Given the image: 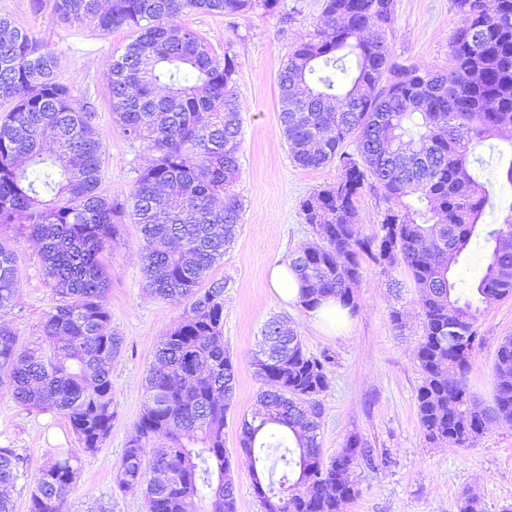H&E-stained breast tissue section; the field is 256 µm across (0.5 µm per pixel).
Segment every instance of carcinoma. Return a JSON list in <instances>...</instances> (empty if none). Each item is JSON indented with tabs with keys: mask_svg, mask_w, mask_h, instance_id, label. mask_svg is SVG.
Instances as JSON below:
<instances>
[{
	"mask_svg": "<svg viewBox=\"0 0 512 512\" xmlns=\"http://www.w3.org/2000/svg\"><path fill=\"white\" fill-rule=\"evenodd\" d=\"M279 12L280 0H54L67 23L135 38L107 73L111 111L126 136L156 153L129 195L99 191L102 143L95 113L55 74L53 52L0 17V226L42 244L46 281L56 296L42 323L44 342L21 347L0 321V369L26 410L58 413L88 453L112 432L110 365L124 337L107 330L110 280L103 253L128 216L139 227L146 287L163 301L188 302L148 370L146 399L117 473L123 489L144 488L147 512H237L224 475V419L236 372L224 351V292L210 273L233 243L244 208L240 170L242 104L231 51L180 21L191 12L237 17ZM461 16L440 71L392 60L386 30L394 0H324L314 33L300 38L278 74L279 120L302 168L337 164L342 177L305 198L300 211L317 241L288 255L301 305L335 299L355 313L360 259L391 274L407 270L418 293L423 379L416 402L426 440L470 445L488 423H512V336L499 343L493 405L477 406L466 387L479 344L481 307L512 297V216L486 232L487 263L462 297L454 269L467 259L489 194L476 179L475 148L512 130V0H454ZM353 146L348 151L346 147ZM386 205L378 231L363 236L358 202L365 190ZM18 290L16 258L0 242V311ZM335 357L308 353L301 337L274 319L253 357L264 385L260 410L243 420L240 447L264 512H342L360 493L357 470L375 459L368 441L347 438L324 460L320 396ZM157 436L167 445L153 447ZM78 459L59 448L29 475L11 448H0V487L32 478L29 512H64Z\"/></svg>",
	"mask_w": 512,
	"mask_h": 512,
	"instance_id": "obj_1",
	"label": "carcinoma"
}]
</instances>
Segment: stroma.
Returning a JSON list of instances; mask_svg holds the SVG:
<instances>
[{"label": "stroma", "mask_w": 512, "mask_h": 512, "mask_svg": "<svg viewBox=\"0 0 512 512\" xmlns=\"http://www.w3.org/2000/svg\"><path fill=\"white\" fill-rule=\"evenodd\" d=\"M282 3L296 14L291 25H282L278 16L259 7L235 19L198 12L183 18L207 38L216 56L228 49L235 53V90L243 106L235 190L245 210L234 243L211 272L212 278L229 283L224 294V346L236 370V385L224 426V448L231 462L226 477L236 489L238 512H263L239 435L242 419L256 409L259 384L252 372V354L265 324L275 316L296 328L308 352L327 351L336 359L330 386L321 396L325 413L319 441L324 456L340 452L346 438L356 434L392 459L391 466L361 471L360 494L346 504V512H458L459 497L466 490L479 498L484 512H502L512 506V425L491 424L467 447L428 443L420 430L416 393L422 374L416 349L422 327L417 292L405 269L388 276L371 260H363V276L354 289L356 314L320 328L304 307L285 305L271 288V267L286 263L291 252L315 240L302 220L301 201L341 176L333 165L300 167L287 150L277 77L292 44L312 32L322 0ZM53 4L54 0H0V16L11 18L53 51L58 79L95 112L103 145L100 192L109 197L128 195L137 169L155 157L146 144L126 137L109 110L106 74L113 53L133 34L65 23ZM460 21L454 0H396L387 43L396 59L442 69L448 65L449 41ZM475 156V174L490 195L482 221L503 223L512 215V184L499 172L512 161V141L504 135L489 138ZM0 242L14 251L19 279L13 305L0 320L22 345H38L42 321L54 303L41 249L28 235L7 227L0 228ZM106 264L111 327L124 336L125 347L112 363L115 417L103 447L85 452L65 418L25 410L7 388L0 387V448L14 449L31 473L59 448L79 459L80 473L67 497L66 512H145L141 489L118 491L115 480L142 410L146 370L183 312L182 306L156 299L145 289L136 225H123ZM393 278L401 282V293L390 287ZM395 308L402 313L399 329L390 320ZM478 331L482 344L472 355L468 386L487 405L494 393L497 346L512 335V298L489 307Z\"/></svg>", "instance_id": "obj_1"}]
</instances>
